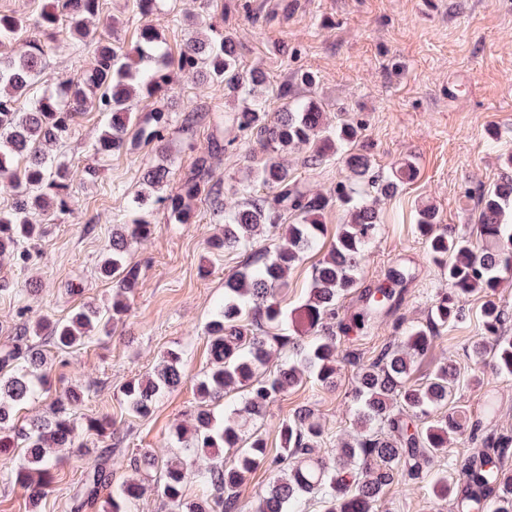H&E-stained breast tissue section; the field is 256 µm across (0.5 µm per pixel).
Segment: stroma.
Here are the masks:
<instances>
[{
  "label": "stroma",
  "instance_id": "stroma-1",
  "mask_svg": "<svg viewBox=\"0 0 512 512\" xmlns=\"http://www.w3.org/2000/svg\"><path fill=\"white\" fill-rule=\"evenodd\" d=\"M235 2L225 0L219 7L214 0H163L160 11L145 19L133 0H103L102 15L115 19L113 38L120 45L132 46L148 22L163 31L175 52L192 36V19H206L216 30L233 33L241 44L242 64L264 71L273 85L300 71L314 72L319 84L313 97L325 110L326 124L335 125L344 112L363 120L373 172H390L405 159L417 169L411 182L381 204L382 232L369 245L359 275L361 287L373 288L385 282L392 268H406L412 280L402 305L365 329L336 331L341 373L335 390L304 379L270 405L263 418L248 424L264 435L274 454L281 446L279 424L296 409L309 407L324 429L319 453L331 462L356 429L350 392L358 365L372 362L385 345L404 342L399 322L427 323L437 295L448 288L416 231L417 206H434L441 229L449 234H470L481 189L512 172L503 162L504 154L512 152V0H248L246 13L235 9ZM94 53L91 43L49 53L48 86L78 77L91 66ZM172 78L173 117H180L189 97L209 109L235 108L221 88L200 87L192 74L176 71ZM101 129V115L85 113L71 137L57 146L56 155L70 165V207L40 216L42 234L29 245L26 264L0 263V351L10 346L18 327L34 326L42 317H67L79 304L100 305L112 295L111 282L97 277V263L113 225L132 216L130 200L142 188L143 168L161 156L149 146L94 155L91 146ZM214 135L228 148L214 160L212 177L223 181L224 201L232 205L250 161L247 145L230 123L200 125L190 140L171 132L164 157L177 177ZM305 157L300 149L288 162L310 192L333 193L347 176L341 158L312 167ZM90 167L96 176L87 175ZM195 215L196 223L176 224L166 210H155L153 234L128 256L140 269V283L123 324L98 331L76 349L51 351L53 388L88 392L76 419L109 416L118 437L85 435L93 450L89 456L60 449L63 463L39 512H70L87 469L100 460L110 463L117 488L129 474L130 458L146 451L165 458L175 448L173 428L187 421L196 404L195 382L210 363L204 328L224 296L225 280L249 259L245 250L210 249L211 237L220 235L222 226L208 202L196 201ZM347 219L337 205L325 212L327 233L318 249L291 270L287 287L278 294L282 306L292 309L305 301L313 266L329 249L337 225ZM489 300L508 313L501 333L512 336L511 277L493 297L477 292L466 298L464 319L438 329L429 353L413 366L411 379L419 383L436 365H453L465 384L439 413L459 412L478 425L474 435L455 437L446 452L432 459L429 471L435 477L458 478L460 463L483 451L486 439L512 438V376L500 375L488 359L471 352L472 343L484 335L480 311ZM170 349L182 354L185 383L162 395L150 414L128 412L121 386L152 374ZM374 512L457 509L425 484L403 477L386 490Z\"/></svg>",
  "mask_w": 512,
  "mask_h": 512
}]
</instances>
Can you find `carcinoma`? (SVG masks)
Listing matches in <instances>:
<instances>
[{
	"mask_svg": "<svg viewBox=\"0 0 512 512\" xmlns=\"http://www.w3.org/2000/svg\"><path fill=\"white\" fill-rule=\"evenodd\" d=\"M101 10L102 0H52L41 10L34 25L48 39L63 32L74 47L96 43V53L92 66L78 78L35 97L32 90L50 46L39 39L20 40L25 20L0 14V179L10 180L17 189L11 209L0 210V260L6 256L27 260L24 244L39 235L31 213L53 205L61 210L66 207L68 164L49 149L71 136L84 113L99 112L108 118L92 145L94 153L110 155L140 145H152L164 153L172 130L167 99L175 69L192 72L202 85L222 88L240 100L237 111L215 115L212 121H230L241 141L260 145L264 158L250 169L249 183L239 189L242 202L226 209L224 183L211 176L212 160L224 153L226 145L221 139H211L207 150L194 158L179 179L177 191L155 196L138 191L132 197V218L113 225L112 240L98 267L104 279L119 276L106 308L85 303L67 319H42L35 331L23 327L16 333L11 346L0 353V455L13 448L23 453L20 461L0 465V480L19 487L33 510L52 491L58 459L51 449H80L83 433L114 434L112 420L106 416L89 418L77 426L73 413L83 402L84 391L76 388L55 394L48 415L27 424L19 422L18 408L50 392L51 380L43 371L45 347L75 349L86 343L102 320L115 323L126 316L140 278L139 268L127 256L135 244L151 235L148 217L153 210L161 206L176 222L193 224L189 202L202 197L214 216L224 221V234L211 241L214 248L251 247L259 231L275 236L276 243L269 250L256 251L249 263L225 281L224 299L205 328L211 362L195 383L198 402L191 425L175 426L179 451L162 464L147 453L134 458L132 476L122 483L120 493L108 496L106 512H137L143 481L151 476L168 512H238L239 488L263 468L274 477L258 512H306L311 496L317 498L321 512H371L399 471L425 481V464L447 447L449 436L471 434L475 424L458 414L419 426L418 419L455 396L459 380L456 369L444 364L424 383L412 385L408 383L412 364L426 355L436 329L463 319L462 302L467 295L477 289L493 293L503 277L512 274V224L504 222L506 211L512 210V180L480 193L474 239L438 231L436 209L430 205L418 208L416 230L429 253L445 261L442 269L448 293L436 300L429 323L404 330L403 345L385 346L375 360L358 369L351 399L360 430L341 448L334 464L315 454L323 431L314 411L306 406L279 424L281 450L271 457L262 434H244L237 418H218L213 405L224 395L241 391V412L257 419L306 376L316 377L324 388H336V338L324 334L323 328L336 319L346 330L364 327L399 303L410 278L404 269L392 271L388 286L368 291L349 322L339 318V302L357 287L368 246L382 230L376 210L359 199L357 184L366 179L375 199L391 197L415 177L416 168L408 160L389 175L370 174V156L359 147L363 122L348 117L339 119L334 129L326 127L319 104L313 99L290 98L286 82L277 92L286 106L279 112L269 111L261 93L266 75L242 66L231 33L217 38L192 36L174 55L162 32L146 25L130 55L90 28V20L100 16ZM141 102L150 109L140 115L136 107ZM182 112L179 131L191 137L205 114L192 100L183 103ZM301 145L310 150V166L343 151L352 179L337 182L332 196L308 193L284 159L288 151ZM172 176L171 167L157 164L147 167L142 181L159 191ZM257 184L268 190L266 197H254ZM335 202L347 207L349 219L339 225L329 251L313 267L305 302L287 311L277 290L286 285L290 270L302 257L318 246L326 230L321 217ZM290 216L293 221L289 223ZM481 319L484 330L494 335L505 324L506 315L489 303ZM487 351L497 371L512 375L511 336L497 337L490 347L482 340L474 343L475 354ZM275 355L282 358L279 367L264 374ZM183 378L181 353L168 350L153 374L127 381L120 392L131 412L145 416ZM219 448L231 450V458L218 454L208 467L197 465L202 452ZM466 473L459 489L446 478L432 480L434 495L454 498L461 512H485L488 507L491 512H512V473L502 465L501 454L479 455ZM190 477L201 486L200 495L192 500L185 495ZM111 482L112 472L106 464L97 463L84 478L83 496L95 499Z\"/></svg>",
	"mask_w": 512,
	"mask_h": 512,
	"instance_id": "carcinoma-1",
	"label": "carcinoma"
}]
</instances>
